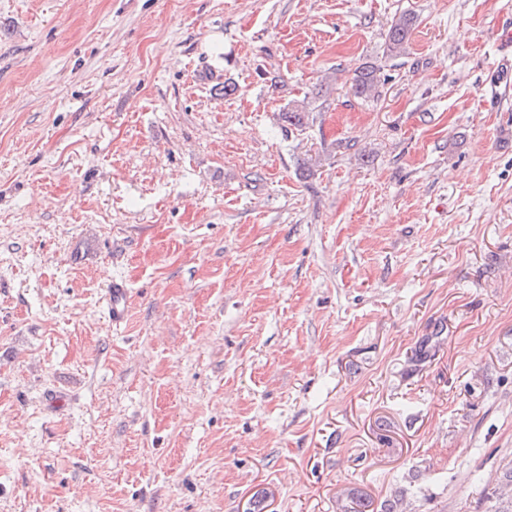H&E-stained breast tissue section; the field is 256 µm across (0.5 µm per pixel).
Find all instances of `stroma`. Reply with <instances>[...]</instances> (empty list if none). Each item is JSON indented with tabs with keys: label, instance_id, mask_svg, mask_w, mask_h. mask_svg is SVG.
Wrapping results in <instances>:
<instances>
[{
	"label": "stroma",
	"instance_id": "stroma-1",
	"mask_svg": "<svg viewBox=\"0 0 512 512\" xmlns=\"http://www.w3.org/2000/svg\"><path fill=\"white\" fill-rule=\"evenodd\" d=\"M510 23L0 0V512H486L512 465ZM416 18L410 14H403L394 19L388 29L386 48L391 56L405 54L410 43L412 30L416 25ZM351 88L354 95L362 100H375L380 96V87L385 79L381 77L378 66L364 65L357 68L353 74ZM106 303L112 324L125 323L128 317V289L124 281H112L107 289Z\"/></svg>",
	"mask_w": 512,
	"mask_h": 512
}]
</instances>
